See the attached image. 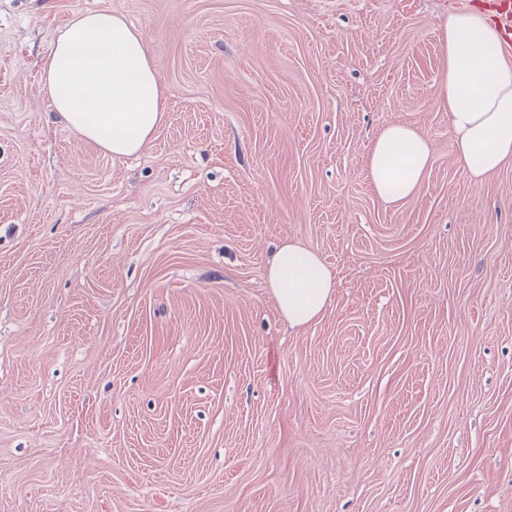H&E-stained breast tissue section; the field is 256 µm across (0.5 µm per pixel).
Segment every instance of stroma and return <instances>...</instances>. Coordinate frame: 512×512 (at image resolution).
Segmentation results:
<instances>
[{
    "mask_svg": "<svg viewBox=\"0 0 512 512\" xmlns=\"http://www.w3.org/2000/svg\"><path fill=\"white\" fill-rule=\"evenodd\" d=\"M480 0H0V512H512V167L473 183L437 21ZM144 34L166 118L112 159L40 73ZM435 164L381 203L371 140ZM336 278L294 329L282 239ZM435 162L430 146L418 129L394 122L374 138L366 158V174L376 197L400 205L419 192Z\"/></svg>",
    "mask_w": 512,
    "mask_h": 512,
    "instance_id": "35a3bbf8",
    "label": "stroma"
}]
</instances>
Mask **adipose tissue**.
<instances>
[{
  "label": "adipose tissue",
  "mask_w": 512,
  "mask_h": 512,
  "mask_svg": "<svg viewBox=\"0 0 512 512\" xmlns=\"http://www.w3.org/2000/svg\"><path fill=\"white\" fill-rule=\"evenodd\" d=\"M446 64L437 99L447 112L458 166L473 181L512 166V53L482 10L449 12L438 25ZM55 123L101 147L112 158L139 153L165 119V90L148 43L123 15H74L58 31L42 66ZM435 162L418 129L394 122L374 138L366 174L376 197L400 205L419 192ZM265 280L280 315L302 328L320 321L334 278L320 254L292 241L277 245Z\"/></svg>",
  "instance_id": "1"
}]
</instances>
